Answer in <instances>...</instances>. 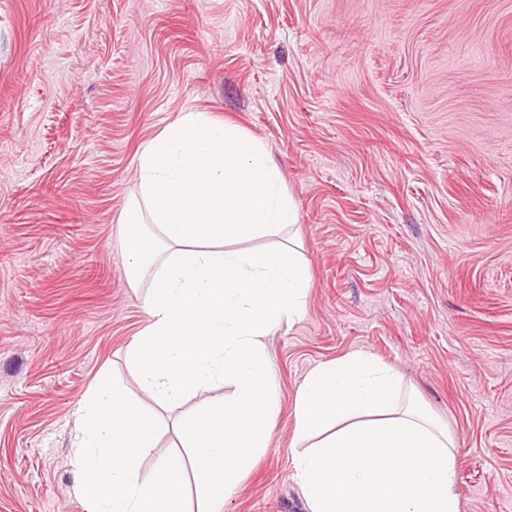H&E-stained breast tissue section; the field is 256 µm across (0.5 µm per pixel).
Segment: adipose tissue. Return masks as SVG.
I'll use <instances>...</instances> for the list:
<instances>
[{
	"label": "adipose tissue",
	"mask_w": 512,
	"mask_h": 512,
	"mask_svg": "<svg viewBox=\"0 0 512 512\" xmlns=\"http://www.w3.org/2000/svg\"><path fill=\"white\" fill-rule=\"evenodd\" d=\"M400 390L398 373L363 351L307 375L294 469L309 512H460L456 440L420 407L400 405Z\"/></svg>",
	"instance_id": "adipose-tissue-1"
}]
</instances>
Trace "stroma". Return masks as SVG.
Returning <instances> with one entry per match:
<instances>
[{"label":"stroma","instance_id":"35a3bbf8","mask_svg":"<svg viewBox=\"0 0 512 512\" xmlns=\"http://www.w3.org/2000/svg\"><path fill=\"white\" fill-rule=\"evenodd\" d=\"M185 112L263 143L311 275L266 338L281 412L224 512H306L295 395L358 350L454 435L461 512H512V0H0V512H86L74 411L110 373L142 394L119 218ZM232 393L148 402L169 427L140 480Z\"/></svg>","mask_w":512,"mask_h":512}]
</instances>
